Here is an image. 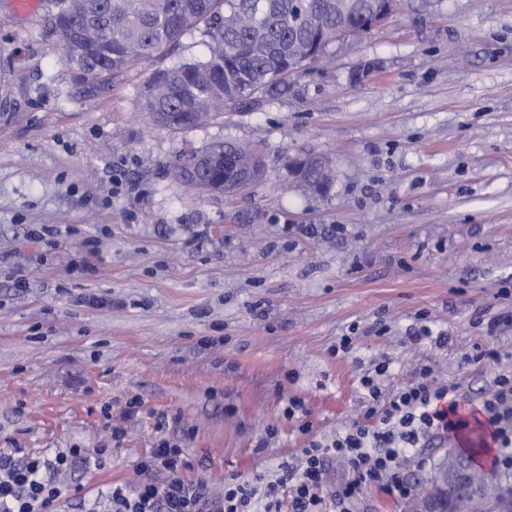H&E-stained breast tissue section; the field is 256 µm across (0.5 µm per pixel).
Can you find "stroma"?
<instances>
[{
    "mask_svg": "<svg viewBox=\"0 0 512 512\" xmlns=\"http://www.w3.org/2000/svg\"><path fill=\"white\" fill-rule=\"evenodd\" d=\"M207 51L188 34L93 86L46 0L28 16L0 0V450L91 448L105 425L127 429L104 468L68 475L80 492L63 512L137 486L163 436L184 438L187 477L211 493L230 473L275 478L306 444L286 398L327 434L358 416L374 359L392 362L385 391L424 362L476 399L488 373L467 355L512 351V327L485 331L512 310L495 295L512 280V0H402L261 111L182 135L151 124V73ZM224 139L263 149L264 181L185 192L170 162ZM302 152L333 161L330 195L291 190L285 162ZM45 228L56 236L34 240ZM92 246L97 272L80 273ZM423 325L450 344L410 343ZM353 331L355 358L331 356Z\"/></svg>",
    "mask_w": 512,
    "mask_h": 512,
    "instance_id": "obj_1",
    "label": "stroma"
}]
</instances>
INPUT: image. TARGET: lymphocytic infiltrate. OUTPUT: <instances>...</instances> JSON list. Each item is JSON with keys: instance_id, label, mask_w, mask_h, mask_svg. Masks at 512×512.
<instances>
[{"instance_id": "obj_1", "label": "lymphocytic infiltrate", "mask_w": 512, "mask_h": 512, "mask_svg": "<svg viewBox=\"0 0 512 512\" xmlns=\"http://www.w3.org/2000/svg\"><path fill=\"white\" fill-rule=\"evenodd\" d=\"M497 362L499 368L478 403H471L460 383L437 381L428 365L416 368L415 378L392 394L382 381L390 362L376 360L359 385L364 392L361 419L325 435L313 432L310 411L304 401L288 398L282 414L307 435L305 448L294 462L279 466L275 479L256 475L254 483L239 475L224 478V491L214 496L205 482L185 478L192 464L181 444L160 438L149 456L137 465L149 479L136 488L116 483L105 498L108 512H253L262 500V512H351L363 486L409 497L413 491L410 464L419 450L438 436L463 437L470 425L488 435L497 450L495 466L512 472V366L501 367L499 353L470 355L473 363ZM92 448H68L54 455L26 456L19 449L0 451V512H52L55 503L71 498L76 490L66 485V473L99 469L126 435L122 425H110ZM340 460L349 467L346 481L332 496L324 494V475L329 462Z\"/></svg>"}]
</instances>
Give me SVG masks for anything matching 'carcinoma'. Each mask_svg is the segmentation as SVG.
Returning <instances> with one entry per match:
<instances>
[{
	"instance_id": "1",
	"label": "carcinoma",
	"mask_w": 512,
	"mask_h": 512,
	"mask_svg": "<svg viewBox=\"0 0 512 512\" xmlns=\"http://www.w3.org/2000/svg\"><path fill=\"white\" fill-rule=\"evenodd\" d=\"M51 28L67 49V61L82 81L102 86L133 66L168 53L180 39L199 32L209 39L203 59L155 70L146 83L141 110L176 134L188 133L226 112L257 111L284 96L292 80L321 58L336 35L358 38L381 0H353L347 15L336 0H50ZM231 154L242 166L252 146L235 140L187 148L171 163L173 179L198 193H214L233 175L218 168L201 181L187 176L202 152ZM295 187L328 194L334 184L330 161L308 168ZM512 512V496L482 478L454 505L457 512Z\"/></svg>"
}]
</instances>
